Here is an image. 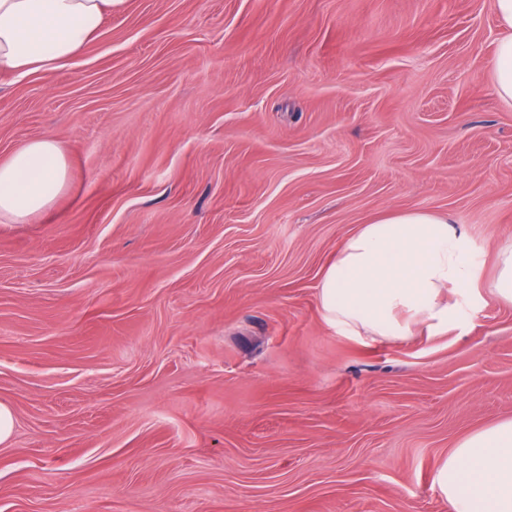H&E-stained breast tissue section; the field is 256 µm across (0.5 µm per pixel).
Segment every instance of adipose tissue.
<instances>
[{"instance_id":"obj_1","label":"adipose tissue","mask_w":512,"mask_h":512,"mask_svg":"<svg viewBox=\"0 0 512 512\" xmlns=\"http://www.w3.org/2000/svg\"><path fill=\"white\" fill-rule=\"evenodd\" d=\"M112 0H0V70L51 72L77 57L99 30ZM507 34L490 79L512 102V0H494ZM68 162L53 138L29 140L0 161V219L26 224L67 187ZM480 251L447 214L407 209L380 215L349 234L318 286L320 311L337 332L402 342L447 331L458 317L449 292L475 295ZM433 487L449 512H512V419L460 440L438 464Z\"/></svg>"}]
</instances>
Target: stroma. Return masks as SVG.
Segmentation results:
<instances>
[{
	"label": "stroma",
	"instance_id": "1",
	"mask_svg": "<svg viewBox=\"0 0 512 512\" xmlns=\"http://www.w3.org/2000/svg\"><path fill=\"white\" fill-rule=\"evenodd\" d=\"M493 0H116L63 67L0 71V160L68 186L0 222V512H448L468 434L512 419V104ZM487 256L438 336L336 333L317 288L387 212ZM494 10L501 27L509 34L496 45L490 67L493 90L504 102H512V0H494ZM68 162L53 138L29 140L0 161V220L27 224L67 188ZM497 276L493 284L496 297L512 305V244L500 247L495 253Z\"/></svg>",
	"mask_w": 512,
	"mask_h": 512
}]
</instances>
